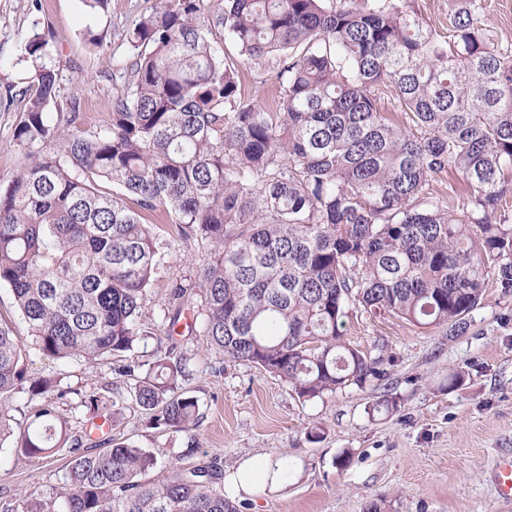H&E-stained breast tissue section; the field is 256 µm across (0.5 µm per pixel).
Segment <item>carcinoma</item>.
<instances>
[{
	"label": "carcinoma",
	"instance_id": "obj_1",
	"mask_svg": "<svg viewBox=\"0 0 512 512\" xmlns=\"http://www.w3.org/2000/svg\"><path fill=\"white\" fill-rule=\"evenodd\" d=\"M483 9L451 0L445 38L406 0H157L125 35L133 58L110 122L90 132L78 112L51 118L57 73L30 37L22 159L0 187V286L42 353L133 351L153 335L142 316L165 252L194 239L212 249L196 280L172 284L168 327L193 310L207 347L300 398L384 380L385 355L344 338L353 309L464 333L488 286L512 291V51L481 27ZM226 38L275 59V107L242 98ZM388 87L398 119L377 107ZM447 171L468 189L433 196ZM24 352L0 325V401L23 388ZM139 368L119 373L152 423L196 426L186 359ZM49 391L30 383L39 401L21 422L0 404V444L38 460L79 452L60 492L27 490L16 512H237L214 463L171 462L146 482L159 452L69 440Z\"/></svg>",
	"mask_w": 512,
	"mask_h": 512
}]
</instances>
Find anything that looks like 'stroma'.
<instances>
[{
    "instance_id": "obj_1",
    "label": "stroma",
    "mask_w": 512,
    "mask_h": 512,
    "mask_svg": "<svg viewBox=\"0 0 512 512\" xmlns=\"http://www.w3.org/2000/svg\"><path fill=\"white\" fill-rule=\"evenodd\" d=\"M155 2L111 0L106 12L91 15L82 0H0V183L11 179L21 158L13 131L32 72L25 41L35 34L46 41L44 61L60 83L56 111L81 112L84 129L93 131L109 122L133 57L124 35ZM89 29L103 34L100 47L88 44ZM274 64L266 57L240 67L245 100L274 104ZM180 251L160 263L144 315L153 333L133 356L145 365L172 350L188 357L190 377L182 387L198 400L201 418L182 432L152 424L135 402L133 380L118 373L120 359L62 362L43 355L9 288L0 287V324L23 343L28 378L51 383L70 434L89 428L84 402L94 395L104 413L119 410L117 441L162 450L146 480L164 478L171 458L184 468L216 461L228 473L257 456L290 461L292 474L276 490L235 495L239 512H366L374 503L382 512H512V499L501 497L494 482L499 461L512 455V293L487 289L458 336L444 326L350 315L344 328L350 344L371 357L376 345L386 344L387 377L307 401L279 377L206 350L198 330L188 327L190 313L168 332L171 285L195 277L209 247L191 240ZM454 373L462 379L452 386ZM390 398L396 411L374 412L375 403ZM313 430L320 439L310 438ZM71 457L65 447L34 460L12 442L1 443L0 512L30 487L59 490Z\"/></svg>"
}]
</instances>
